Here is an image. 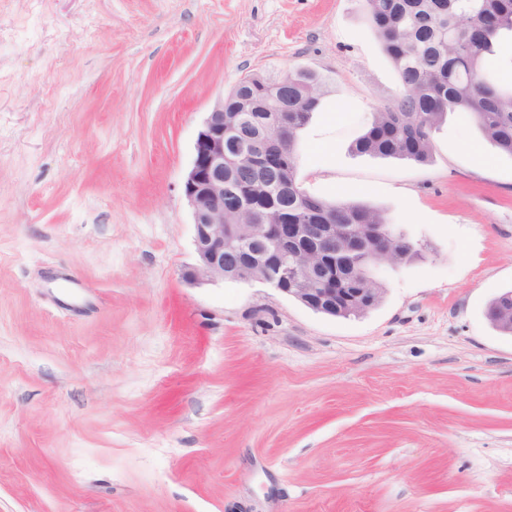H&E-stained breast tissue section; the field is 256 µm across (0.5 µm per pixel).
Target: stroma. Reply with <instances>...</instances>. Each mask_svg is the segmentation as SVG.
I'll list each match as a JSON object with an SVG mask.
<instances>
[{
	"instance_id": "obj_1",
	"label": "stroma",
	"mask_w": 512,
	"mask_h": 512,
	"mask_svg": "<svg viewBox=\"0 0 512 512\" xmlns=\"http://www.w3.org/2000/svg\"><path fill=\"white\" fill-rule=\"evenodd\" d=\"M299 67L301 188L426 246L357 317L186 281L204 119ZM401 92L361 0H0V512H512V157L355 153ZM489 319L492 325L512 326V295L510 293L500 296L489 309Z\"/></svg>"
}]
</instances>
